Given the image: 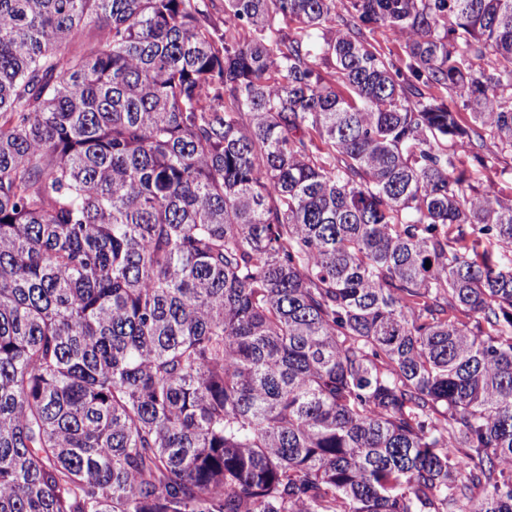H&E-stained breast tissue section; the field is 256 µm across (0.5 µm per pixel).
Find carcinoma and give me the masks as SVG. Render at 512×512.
I'll return each instance as SVG.
<instances>
[{
  "instance_id": "cac0c4a2",
  "label": "carcinoma",
  "mask_w": 512,
  "mask_h": 512,
  "mask_svg": "<svg viewBox=\"0 0 512 512\" xmlns=\"http://www.w3.org/2000/svg\"><path fill=\"white\" fill-rule=\"evenodd\" d=\"M348 2L0 0V512H512V0ZM364 35L367 40L385 57L398 61L404 54V41L383 28H364ZM469 181L476 187L492 181L503 199L512 198V152L505 150L498 153L496 164L492 169L471 168L468 171Z\"/></svg>"
}]
</instances>
